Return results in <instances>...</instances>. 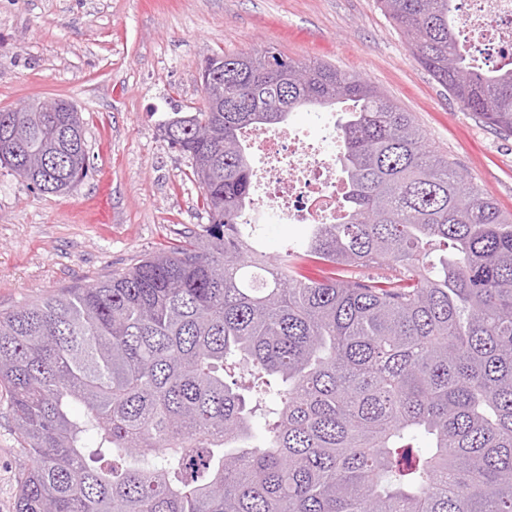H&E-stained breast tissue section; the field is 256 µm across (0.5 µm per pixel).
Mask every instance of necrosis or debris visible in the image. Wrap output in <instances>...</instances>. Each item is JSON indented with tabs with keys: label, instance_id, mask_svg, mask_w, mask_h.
Returning a JSON list of instances; mask_svg holds the SVG:
<instances>
[{
	"label": "necrosis or debris",
	"instance_id": "4bbe7bcc",
	"mask_svg": "<svg viewBox=\"0 0 512 512\" xmlns=\"http://www.w3.org/2000/svg\"><path fill=\"white\" fill-rule=\"evenodd\" d=\"M459 32L472 58L489 68L512 59V0H458ZM253 208L280 224H332L346 185L338 167L336 121L325 116L312 141L292 127L252 133Z\"/></svg>",
	"mask_w": 512,
	"mask_h": 512
}]
</instances>
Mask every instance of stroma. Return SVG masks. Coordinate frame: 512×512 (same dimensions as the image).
<instances>
[{"label": "stroma", "instance_id": "1", "mask_svg": "<svg viewBox=\"0 0 512 512\" xmlns=\"http://www.w3.org/2000/svg\"><path fill=\"white\" fill-rule=\"evenodd\" d=\"M263 49L362 75L512 213V136L412 61L378 0H0V109L73 101L88 151L87 175L64 194L0 168V313L133 267L207 223L162 124L201 106L206 57ZM5 399L0 388V512H14L26 457Z\"/></svg>", "mask_w": 512, "mask_h": 512}]
</instances>
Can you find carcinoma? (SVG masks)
Instances as JSON below:
<instances>
[{"label":"carcinoma","instance_id":"1","mask_svg":"<svg viewBox=\"0 0 512 512\" xmlns=\"http://www.w3.org/2000/svg\"><path fill=\"white\" fill-rule=\"evenodd\" d=\"M455 2L379 0L412 60L512 135V60L460 52ZM220 71L219 96L162 124L209 224L0 314L28 458L15 512H512V214L359 74L266 51L206 58L201 86ZM348 101L342 218L266 255L241 222L242 136ZM26 107L0 110V167L57 193L83 124ZM305 260L339 272L307 278Z\"/></svg>","mask_w":512,"mask_h":512}]
</instances>
